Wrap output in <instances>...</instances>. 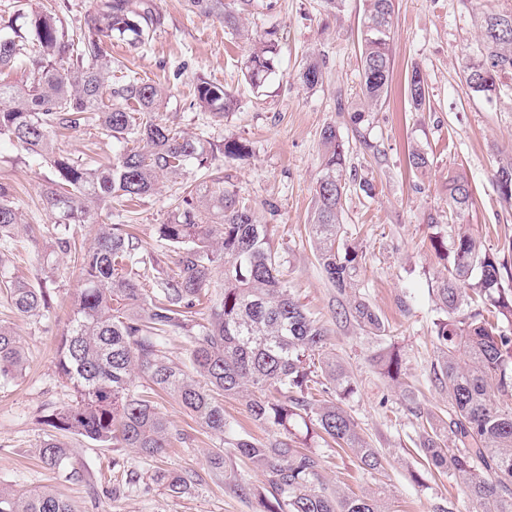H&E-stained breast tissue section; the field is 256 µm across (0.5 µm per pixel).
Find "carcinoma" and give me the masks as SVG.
<instances>
[{
    "instance_id": "carcinoma-1",
    "label": "carcinoma",
    "mask_w": 512,
    "mask_h": 512,
    "mask_svg": "<svg viewBox=\"0 0 512 512\" xmlns=\"http://www.w3.org/2000/svg\"><path fill=\"white\" fill-rule=\"evenodd\" d=\"M188 9L224 20L240 32L254 0H186ZM395 0H365L358 35L361 92L365 104L352 121L381 102L392 81L391 42ZM25 29L7 25L0 35V75L28 70L30 81L0 78V137L20 145L32 158L51 164L56 178L43 189L54 217L52 252L69 254L75 246L70 228L86 224L93 205L112 199H142L157 190L159 178L181 177L191 164L210 170L211 161H243L246 142L226 138L221 144L192 138L157 120L167 92L134 74L112 79L109 43L116 38L132 47L144 43L145 29L160 21L150 0H97L79 30L64 24L54 5L23 15ZM477 51L465 57L468 88L484 99H497L512 88V9L482 15ZM277 31L251 40L243 59L246 81L260 89L279 63ZM298 79L307 89L323 79L322 64L308 59ZM416 111L426 106L428 90L419 69L407 84ZM238 106L224 85L198 78L193 107L222 121ZM93 115L105 137L124 145L119 154L95 168L55 151L52 134L78 130ZM322 174L314 193L308 236L328 281L343 292L353 287L361 256L347 243L341 224L349 185L343 179L346 147L336 127L321 132ZM409 167L425 174L433 160L415 147ZM493 184L512 203V162L499 165ZM473 190L465 173L448 175V220L453 233L431 238L435 252L448 259L447 274L436 290L446 317L435 323L436 380L448 394V435L440 438L432 417L419 425L418 440L427 464L451 472L477 512H512V270L467 224ZM24 223L10 189L0 184V241ZM159 237L174 248V267L159 272L150 296L139 285L140 271L161 266L156 255H143L137 238L122 224H102L90 246L78 253L81 287L73 317L58 343L56 367L74 395L47 419L54 430L117 448H136L150 457L169 448L170 424L154 396L170 395L206 430L272 478L257 498L259 512H384L380 498L345 495L324 486L318 458L298 444L318 438L349 452L367 471L382 468V455L370 446L342 401L355 390L354 380L330 348V330L288 289L272 229L256 210L240 202L220 179L211 184L185 183ZM224 283L212 292L216 269ZM0 286L15 309L36 315L49 307L41 288L0 270ZM349 314L373 336L385 325L360 297ZM181 338L189 364L179 365L164 351L165 341ZM375 362L391 381L402 376V360L382 348ZM25 350L13 328L0 324V383L22 375ZM223 395L245 401L251 418L276 427L281 436L258 440L241 434L224 417ZM51 469L74 467L70 449L54 435L39 449ZM209 474L224 481V452L208 456ZM172 493H183L192 475L156 471L149 476ZM0 512H75L48 489L0 487Z\"/></svg>"
}]
</instances>
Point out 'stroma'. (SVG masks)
I'll return each instance as SVG.
<instances>
[{
  "label": "stroma",
  "instance_id": "stroma-1",
  "mask_svg": "<svg viewBox=\"0 0 512 512\" xmlns=\"http://www.w3.org/2000/svg\"><path fill=\"white\" fill-rule=\"evenodd\" d=\"M266 2L254 0L247 20L253 34L274 28L280 37L279 66L262 89H253L241 72L245 42L229 34L221 19L190 12L185 0H154L161 23L148 30L142 47L113 40L117 68L112 75L121 77L128 69L166 87L160 117L189 136L249 141L251 157L220 165L219 171L228 188L271 225L289 288L328 326L334 351L354 377L356 392L343 406L371 447L385 455L382 469L370 473L352 455L317 446L324 485L357 495L384 492L389 512H475L450 474L429 469L416 446L422 415H448V394L434 375L433 336V324L442 315L436 288L445 270L430 245L434 229L428 219H445L448 175L464 172L475 199L471 227L486 249L512 266V205L502 202L492 182L499 162L512 160V96L490 103L473 95L460 67L462 57L476 49L480 14L511 9L512 0H397L391 92L357 125L348 109L360 101L357 29L364 0H345L331 12L322 0H274L270 10ZM309 56L323 62V81L311 91L296 79ZM416 68L429 91L420 112L405 96ZM201 76L224 84L238 98L237 110L223 121L191 106ZM328 125L345 141V175L353 184L343 224L362 253V267L352 294L327 281L308 239L322 169L320 132ZM54 144L57 152L88 163L107 161L115 153L92 121L57 134ZM416 145L433 160L423 176L414 175L408 165V150ZM53 177L49 163L32 160L20 146L0 138V184L13 188L16 208L35 228L0 245V263L43 289L51 303L48 312L25 316L0 294V323L22 338L26 356L22 376L0 384V486L46 487L74 503L78 512H255V499L241 497L235 486L265 492L267 477L228 448L226 467L237 482L212 480L206 456L220 446L219 437L202 430L166 395L158 400L172 434L165 454L149 457L68 434L64 440L81 478L42 463L39 446L51 432L44 419L71 397L57 373V345L80 286L73 256L50 252L54 219L41 190ZM200 178L193 168L180 181L163 177L156 192L139 201L116 200L94 210L74 235L88 244L96 225L129 224L142 251L171 261V249L157 227L167 221L181 181ZM361 179L373 184L372 195L356 188ZM354 294L383 319L384 343L399 353L415 402L406 401L374 362V342L347 313ZM161 469L193 473L194 487L174 494L152 484L124 482L127 472L145 476Z\"/></svg>",
  "mask_w": 512,
  "mask_h": 512
}]
</instances>
